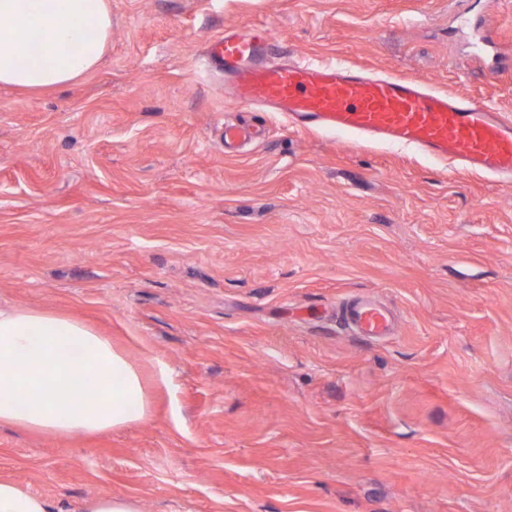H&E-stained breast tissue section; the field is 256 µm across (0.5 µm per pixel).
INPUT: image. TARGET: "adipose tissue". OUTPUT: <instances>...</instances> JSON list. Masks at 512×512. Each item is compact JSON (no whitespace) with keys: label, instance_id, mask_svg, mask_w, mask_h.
Returning a JSON list of instances; mask_svg holds the SVG:
<instances>
[{"label":"adipose tissue","instance_id":"ef3b65f1","mask_svg":"<svg viewBox=\"0 0 512 512\" xmlns=\"http://www.w3.org/2000/svg\"><path fill=\"white\" fill-rule=\"evenodd\" d=\"M111 41L109 0H0V85L39 92L70 84L97 68ZM78 43L82 51L73 52ZM149 415L138 371L108 337L65 314L0 308V424L70 437ZM55 510L52 500L0 480V512Z\"/></svg>","mask_w":512,"mask_h":512}]
</instances>
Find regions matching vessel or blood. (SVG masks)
I'll return each instance as SVG.
<instances>
[{
  "label": "vessel or blood",
  "mask_w": 512,
  "mask_h": 512,
  "mask_svg": "<svg viewBox=\"0 0 512 512\" xmlns=\"http://www.w3.org/2000/svg\"><path fill=\"white\" fill-rule=\"evenodd\" d=\"M268 36L234 28L213 47L226 95L244 107H268L303 126L402 145L439 161L512 181V124L477 98L432 89L410 75H370L335 61H266ZM363 336L393 325L371 298L342 308Z\"/></svg>",
  "instance_id": "vessel-or-blood-1"
}]
</instances>
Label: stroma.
<instances>
[{"instance_id": "35a3bbf8", "label": "stroma", "mask_w": 512, "mask_h": 512, "mask_svg": "<svg viewBox=\"0 0 512 512\" xmlns=\"http://www.w3.org/2000/svg\"><path fill=\"white\" fill-rule=\"evenodd\" d=\"M94 71L0 86V307L65 313L141 372L151 417L0 426V479L72 512H512V182L234 104L204 51L408 73L512 122V0H110ZM257 128L228 147L224 124ZM372 297L395 333L355 335ZM139 501L129 496L99 494L83 500L74 512H140Z\"/></svg>"}]
</instances>
